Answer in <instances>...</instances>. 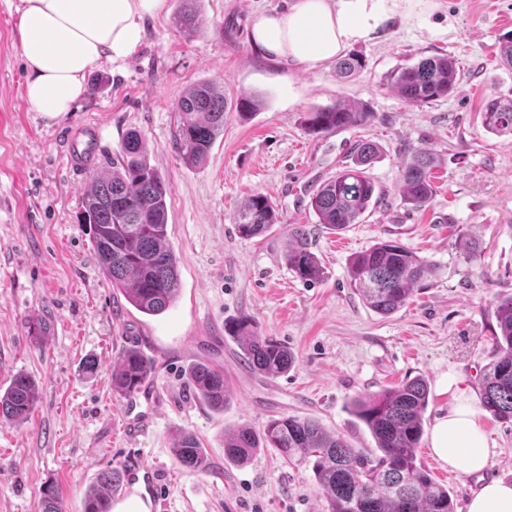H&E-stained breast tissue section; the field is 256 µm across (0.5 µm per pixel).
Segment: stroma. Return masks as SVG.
<instances>
[{
	"mask_svg": "<svg viewBox=\"0 0 512 512\" xmlns=\"http://www.w3.org/2000/svg\"><path fill=\"white\" fill-rule=\"evenodd\" d=\"M291 2L200 0L205 24L188 33L175 23L178 0H167L147 20L132 59L95 70L88 80L98 90L47 119L25 98L20 0H0V390L21 373L39 389L25 423L0 421V512H39L48 483L65 512H83L99 473L127 468L133 458L160 474L159 512H328L311 465L272 451L246 466L230 464L225 431L310 416L369 452L376 443L352 412L356 398L425 377L429 427L448 409L436 390L443 374L457 371L479 390L498 351L496 306L512 297V135L482 124L487 99H512V68L495 58L498 36L512 31V0H432L425 10L398 11L351 45L366 67L350 80L337 77L335 62L303 72L251 44L254 17ZM436 53L457 60V89L407 105L389 88V74ZM203 80L218 83L227 98L252 94L263 105L246 120L226 113L223 135L206 162L192 167L176 137V104ZM339 101L367 104L376 118L332 134L308 132L306 112ZM83 127L97 130L100 171L119 161L127 131H141L170 188L168 239L181 291L160 315L140 314L115 294L79 221L93 170L69 172L66 151L71 131ZM362 140L379 148L369 173L383 193L359 223L334 234L318 226L311 193ZM416 148L440 159L436 195L421 209L404 203L397 184L400 163ZM256 192L271 197L280 222L243 239L237 211ZM291 224L311 229L318 280L299 278L284 260ZM388 238L437 264L439 274L384 317L351 288L348 266ZM466 239L479 245L472 264L459 255ZM39 316L47 322L40 338L30 331ZM243 316L293 353L286 374L267 378L243 364L224 332L225 321ZM132 345L155 364L144 385L153 396L149 428L135 440L124 431L127 397L112 388V365ZM199 361L224 370L231 396L223 411L205 406L187 383V368ZM483 421L494 454L479 474L448 470L428 439L419 442V461L450 491L455 512H466L481 483L512 480V422L488 413ZM182 431L200 439L210 472L176 463L173 438Z\"/></svg>",
	"mask_w": 512,
	"mask_h": 512,
	"instance_id": "1",
	"label": "stroma"
}]
</instances>
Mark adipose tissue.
Masks as SVG:
<instances>
[{
	"label": "adipose tissue",
	"instance_id": "ef3b65f1",
	"mask_svg": "<svg viewBox=\"0 0 512 512\" xmlns=\"http://www.w3.org/2000/svg\"><path fill=\"white\" fill-rule=\"evenodd\" d=\"M399 2L294 0L288 11L261 12L251 40L268 58L310 70L376 31L396 14ZM165 6V0H20L27 102L49 118L70 111L87 92V75L132 58L145 20ZM438 392L450 402L430 431L433 455L454 472L484 470L492 448L476 394L452 371L440 378Z\"/></svg>",
	"mask_w": 512,
	"mask_h": 512
}]
</instances>
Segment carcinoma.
<instances>
[{
    "label": "carcinoma",
    "instance_id": "carcinoma-1",
    "mask_svg": "<svg viewBox=\"0 0 512 512\" xmlns=\"http://www.w3.org/2000/svg\"><path fill=\"white\" fill-rule=\"evenodd\" d=\"M195 2L182 0L175 17L184 30L202 24ZM364 67L365 60L354 54L336 62L342 78ZM457 86L458 67L447 54L402 66L391 75V89L412 105L446 97ZM259 104V98L251 95L229 101L224 98V90L210 80L190 87L177 103V138L185 163L199 166L206 161L217 137L224 132V113L234 110L245 116ZM373 117L374 113L363 106L338 102L307 113L306 126L314 134L335 132L364 126ZM483 124L492 133H512V99L494 97L486 101ZM355 150V161L320 184L310 198L317 224L336 233L359 222L376 191L367 169L378 154L377 146L361 141ZM120 156L119 165L111 171L93 173L82 200L81 222L90 225L98 266L112 289L138 312L157 316L167 311L180 293L177 259L167 233L169 187L151 165L146 139L139 131L126 132ZM436 162V157L423 149L400 164L397 182L407 204L422 208L431 202ZM278 223L275 203L261 192L250 196L238 210L237 231L244 239L261 236ZM288 236V268L304 280L317 279L320 265L310 250L306 225H291ZM437 272L434 263L395 239L377 242L356 256L349 268L353 287L383 315L402 308L414 288ZM496 319L499 354L487 365L481 394L484 408L493 417L512 421V297L498 303ZM224 331L238 341L243 361L251 371L278 377L291 369L292 353L271 338L255 335L248 318L225 323ZM153 369L154 362L140 349L129 347L112 367V387L131 395L141 389ZM188 382L201 402L214 411L224 410L230 392L223 370L197 362L189 369ZM428 395L427 381L418 377L355 402V416L376 442L375 455L352 448L341 435L328 431L313 418L283 415L268 420L260 431L241 426L224 433V459L246 465L261 451L272 449L290 462L312 463L329 512H454L448 489L436 484L417 458ZM37 401L34 382L25 375L16 376L0 395V420L23 423ZM173 452L180 465L200 472L209 470L208 454L193 434H182ZM123 478L124 471L119 468L101 473L97 486L86 496L84 512H108L112 492ZM39 509L63 512L55 486L43 487Z\"/></svg>",
    "mask_w": 512,
    "mask_h": 512
}]
</instances>
